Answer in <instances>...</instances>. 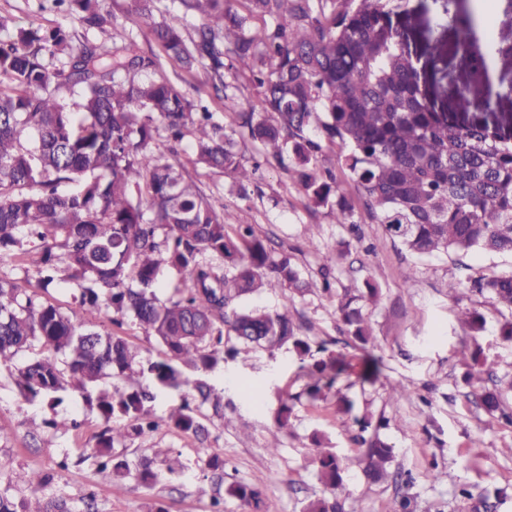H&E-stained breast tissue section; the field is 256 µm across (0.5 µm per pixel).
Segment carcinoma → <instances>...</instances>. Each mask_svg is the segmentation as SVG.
<instances>
[{"mask_svg": "<svg viewBox=\"0 0 512 512\" xmlns=\"http://www.w3.org/2000/svg\"><path fill=\"white\" fill-rule=\"evenodd\" d=\"M67 6L86 30L107 32L112 14L99 0H53ZM161 0H129L160 53H145L133 40L112 48L75 43L62 27L18 28L0 38V254L25 255L38 244V287L48 290L63 261L83 310L105 309L110 323L136 321L165 348L168 359L143 366L127 340L97 331L76 316L37 300L0 277V361L25 347L40 354L18 369L17 384L30 400L84 390L109 370L122 386L97 397L105 422L120 414L126 427L106 426L95 456L118 477L129 464L111 454L113 444L164 424L186 433L202 430L188 400L150 418L154 391L186 385L178 365L213 369L224 355V336L266 349L292 345L309 351L292 318L294 296L312 284L287 254L274 256L250 224L218 211L175 159L187 131L196 134L194 162L224 171L246 195L261 163L288 169L310 211L328 208L336 223L355 225L356 206L384 235L418 259L453 251L512 256V133L438 112L404 32L394 26L384 0H178L198 15L194 35L155 21ZM460 0H448L436 25L453 28L468 48L466 66L485 67L498 43L473 40L490 11L469 10L458 25ZM67 57L51 70L45 56ZM173 60L191 71H210L215 90L227 88L225 71H248L261 108L236 105V128L226 131L202 101L188 96L165 72ZM150 72L154 78L138 81ZM77 95L74 109L53 90ZM486 82L467 80L461 94L479 99ZM240 132L262 148L263 161L247 166L235 149ZM166 136L174 159L150 146ZM339 147L338 163L358 195L340 189L335 172L318 165L324 147ZM167 267L179 276L175 296H157ZM263 288L282 291V309H242L239 302ZM470 289L512 311V273L481 276ZM355 297L338 306L351 335L363 344L371 333ZM459 320L474 336L482 317L470 310ZM321 386L336 382V361L319 368ZM489 413L512 423L497 390L484 389ZM367 472L387 475L392 449L373 441ZM316 462L331 493L345 490L336 454L317 449ZM49 476L30 479L31 498L20 505L0 495V512H71L64 501L39 493ZM230 493L260 507L261 493L236 485Z\"/></svg>", "mask_w": 512, "mask_h": 512, "instance_id": "obj_1", "label": "carcinoma"}]
</instances>
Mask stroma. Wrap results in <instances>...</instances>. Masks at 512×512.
Here are the masks:
<instances>
[{"label":"stroma","instance_id":"35a3bbf8","mask_svg":"<svg viewBox=\"0 0 512 512\" xmlns=\"http://www.w3.org/2000/svg\"><path fill=\"white\" fill-rule=\"evenodd\" d=\"M128 0H102L112 14V31L85 32L76 18L55 7L51 0H0V22L9 29L62 26L76 38L100 42L134 37L140 49L156 44L147 30L127 11ZM410 10L408 46L416 60L421 80L437 90L461 85L466 73L461 67L463 50L449 29L439 30L443 51L429 62L425 22L442 15V0H402ZM167 75L194 97H202L225 127L235 125L232 109L219 99L210 74L201 68L186 72L177 64L165 67ZM489 103H447L437 98V109H452L471 118L494 122L499 107H512V59L495 56L487 73ZM183 173L210 196L216 209L233 212L238 223L252 225L256 234L270 237L276 250L287 251L312 288L294 301L293 319L311 350L298 355L293 347L276 350L246 347L235 338L224 341L235 349L214 369L201 372L185 368L188 380H202L214 399H220L223 414H216L212 401H193L201 434L173 427L115 442L113 455L130 465L126 477L102 470L93 449L103 427L96 404L69 392L64 402L50 407L47 401H30L17 386V370L35 355L20 351L0 364V494L14 501L30 496L31 472L53 474L44 489L48 499L66 500L72 512H212L213 498L224 500V512H254L244 501L229 496L227 486L258 488L270 512H304L320 497L323 485L315 461L317 447L331 449L342 460L345 493L339 512H393L401 498L411 501V512H512V424L488 413L476 394L480 388L500 390L506 408L512 409V342L503 340L501 326L512 320V311L496 306L488 296L466 292L467 277L512 271V257L474 251L415 260L403 246L386 239L380 225L367 221L364 210L355 220L363 240H356L348 226L337 223L329 210L309 212L305 200L281 167L265 169L257 188L241 198L222 170L194 162V140L185 137L180 148ZM316 232L319 249H311L309 232ZM340 252L335 268L336 290L358 296L382 375L374 382L361 380L368 351L349 335L336 310L335 297L317 288L321 254ZM38 251L25 260H0V276L16 282L41 302L55 305L65 314L79 311L75 290L59 281L47 292L37 290ZM416 266L415 280L403 272ZM376 283L380 295L366 300V282ZM479 312L484 329L466 336L459 321L461 310ZM341 361L346 370L335 388L320 398L307 394L317 364ZM479 370L477 381H468L469 371ZM406 387L399 400L390 397V386ZM288 401L292 414L286 428H279L275 415L281 401ZM76 420L68 430L47 427L53 415ZM385 419L380 439L394 450L385 480L374 482L365 473L366 447L358 435L361 417ZM180 460V473H169L167 458ZM224 463V483L216 485L208 467L211 458ZM151 462L153 483L142 484L138 473ZM472 495L462 498L460 487Z\"/></svg>","mask_w":512,"mask_h":512}]
</instances>
